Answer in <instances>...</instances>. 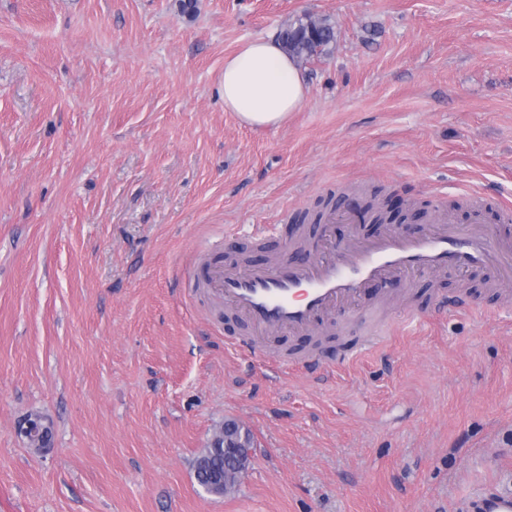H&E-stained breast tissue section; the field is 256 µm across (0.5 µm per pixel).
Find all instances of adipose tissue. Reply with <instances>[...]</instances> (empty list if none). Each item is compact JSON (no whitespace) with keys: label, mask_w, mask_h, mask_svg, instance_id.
I'll return each instance as SVG.
<instances>
[{"label":"adipose tissue","mask_w":512,"mask_h":512,"mask_svg":"<svg viewBox=\"0 0 512 512\" xmlns=\"http://www.w3.org/2000/svg\"><path fill=\"white\" fill-rule=\"evenodd\" d=\"M224 109L251 126H277L307 94L303 70L275 38L245 44L224 61Z\"/></svg>","instance_id":"obj_1"}]
</instances>
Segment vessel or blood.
<instances>
[{"label":"vessel or blood","instance_id":"1","mask_svg":"<svg viewBox=\"0 0 512 512\" xmlns=\"http://www.w3.org/2000/svg\"><path fill=\"white\" fill-rule=\"evenodd\" d=\"M476 266L493 268L501 283H511L512 238L492 224L461 226L441 216L415 238L387 232L322 248L307 262L282 256L246 269L210 267L199 283L251 326L300 333L346 305H366L379 285L408 273ZM463 512H512V490L488 486L466 501Z\"/></svg>","mask_w":512,"mask_h":512}]
</instances>
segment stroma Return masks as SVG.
I'll return each instance as SVG.
<instances>
[{
  "mask_svg": "<svg viewBox=\"0 0 512 512\" xmlns=\"http://www.w3.org/2000/svg\"><path fill=\"white\" fill-rule=\"evenodd\" d=\"M314 15L276 127L224 109V60ZM494 223L512 207V0H0V503L9 512H461L512 483V287L489 269L383 287L393 333L339 311L301 336L196 287L197 259L261 264L298 216L375 190ZM468 310H449L450 297ZM40 415L50 445L19 426ZM253 438L233 492L194 465ZM278 39L289 54L296 57L313 56L335 40V31L325 18H306L297 26L280 29ZM242 432L241 441L237 438L238 430ZM247 432L243 429V426L234 420H227L224 422V455L221 459L217 448L213 447V443H210L209 448H206L204 453L199 456L195 462V477L198 483L204 488L209 484V468L210 465L215 466L218 462L221 463L224 469V482L233 474H237V481H239L243 475L247 472L249 463L251 461L250 440L247 436ZM238 448H246L244 451L245 457L239 452ZM225 460H231L234 463V467H224ZM207 459L208 463L203 465V460Z\"/></svg>",
  "mask_w": 512,
  "mask_h": 512,
  "instance_id": "obj_1",
  "label": "stroma"
}]
</instances>
